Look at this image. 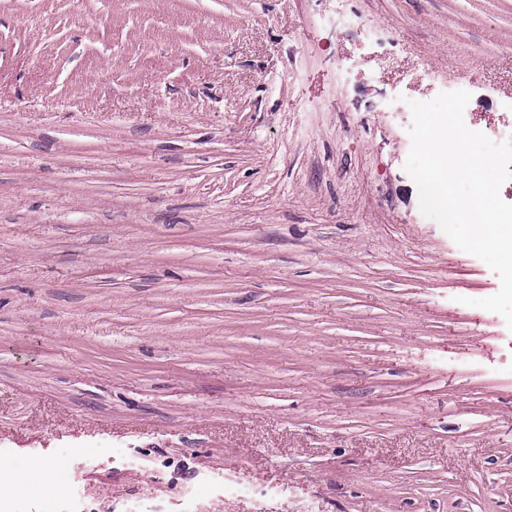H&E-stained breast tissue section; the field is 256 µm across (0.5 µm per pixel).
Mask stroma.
<instances>
[{"mask_svg": "<svg viewBox=\"0 0 512 512\" xmlns=\"http://www.w3.org/2000/svg\"><path fill=\"white\" fill-rule=\"evenodd\" d=\"M512 121V0H0L6 512H512L500 280L412 115ZM11 471L14 476L24 479L33 489L46 491L52 486L50 469L40 462H31L25 465L12 461L9 457H0V472Z\"/></svg>", "mask_w": 512, "mask_h": 512, "instance_id": "1", "label": "stroma"}]
</instances>
